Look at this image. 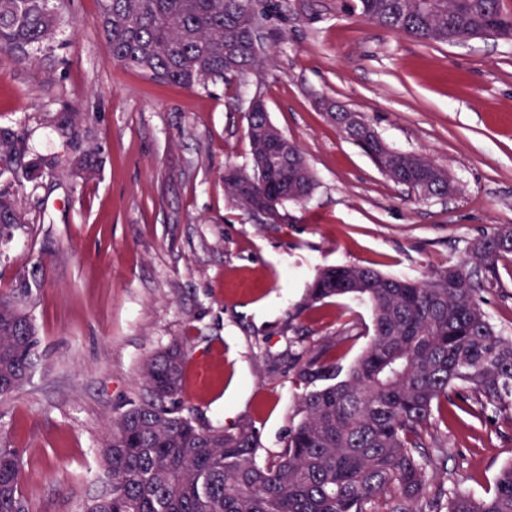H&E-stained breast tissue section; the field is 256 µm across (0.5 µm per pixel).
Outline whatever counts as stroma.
Wrapping results in <instances>:
<instances>
[{
	"instance_id": "stroma-1",
	"label": "stroma",
	"mask_w": 512,
	"mask_h": 512,
	"mask_svg": "<svg viewBox=\"0 0 512 512\" xmlns=\"http://www.w3.org/2000/svg\"><path fill=\"white\" fill-rule=\"evenodd\" d=\"M59 29L28 60L0 61V128L26 157L59 164L25 183L31 222L0 241V292L25 287L36 326L30 379L0 403V445L18 449L29 512H83L100 489L99 448L122 405L145 393L141 367L176 341L189 355L178 401L198 423L252 425L259 462L296 423L299 356L333 344L352 364L372 333L363 301L307 305L324 267L351 264L421 279L457 263L468 241L512 226V41L424 43L348 13L340 0H290L266 23L264 68L194 90L115 64L98 0H59ZM271 121L317 178L277 224L224 192V170L250 162L246 109ZM338 103L387 145L447 168L457 193L422 201L390 181L326 114ZM87 122L60 134L66 110ZM98 148L89 176L68 159ZM483 295L512 336V255ZM447 441L435 482L493 493L512 463V408L441 403Z\"/></svg>"
}]
</instances>
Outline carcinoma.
I'll use <instances>...</instances> for the list:
<instances>
[{
	"label": "carcinoma",
	"mask_w": 512,
	"mask_h": 512,
	"mask_svg": "<svg viewBox=\"0 0 512 512\" xmlns=\"http://www.w3.org/2000/svg\"><path fill=\"white\" fill-rule=\"evenodd\" d=\"M398 34L453 44L477 36L512 40V15L501 0H342ZM288 0H100L97 23L109 56L151 79L192 89L266 65L252 51L253 20L267 21ZM58 28L54 0H0V55L22 60ZM336 128L361 146L393 182L417 198L454 189L448 172L412 153L390 149L357 116ZM252 166L229 167L224 190L250 212L280 197L301 204L317 186L299 146L293 165L263 173L274 125L265 103L247 111ZM18 136L0 128V181L19 187L51 166L42 157L17 164ZM29 223L14 193L0 190V239ZM512 254V226L468 242L459 262L425 280L399 279L356 265L321 270L306 302L349 295L372 311L366 350L345 369L329 347L300 364L303 392L296 424L278 458L258 461L257 432L244 424L226 432L199 424L176 402L187 360L175 342L147 359V394L112 419L99 452L102 490L86 512H512V464L482 498L429 487L428 467L448 459L442 441L424 434L445 400L512 405V336L498 333L482 293L498 286V261ZM36 328L26 300L0 295V399L16 393L35 363ZM0 512H28L16 449L0 447Z\"/></svg>",
	"instance_id": "obj_1"
}]
</instances>
